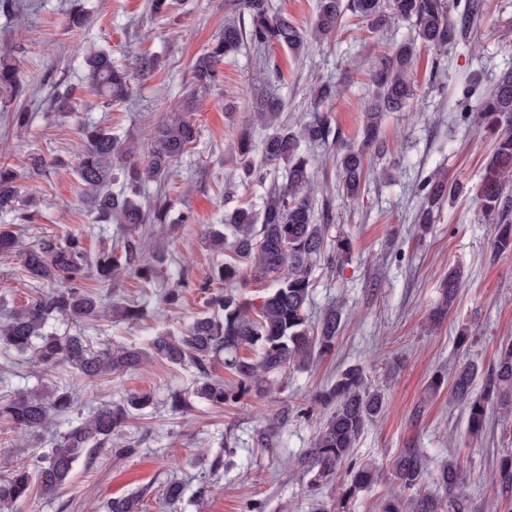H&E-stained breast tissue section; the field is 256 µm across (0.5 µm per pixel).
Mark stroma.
Segmentation results:
<instances>
[{"instance_id":"1","label":"stroma","mask_w":512,"mask_h":512,"mask_svg":"<svg viewBox=\"0 0 512 512\" xmlns=\"http://www.w3.org/2000/svg\"><path fill=\"white\" fill-rule=\"evenodd\" d=\"M152 0H82L88 19L78 33L63 25L70 0H12L0 8V46L14 50L21 86L18 94L0 95V161L19 175L21 199L30 215L18 221L0 213V225L11 227L20 242L32 244L44 235H83L90 249L120 244L118 224L100 225L79 191L74 152L79 129L95 123L136 143L146 155L153 125L188 115L199 137L175 165L171 180L148 184L142 202L166 198L172 215H188L185 224L155 225L150 251L164 252L169 279L140 287L123 273L100 288L105 301L134 295L146 302L145 320L98 321L87 334L94 344L145 346L159 331L181 334L207 306L195 290L183 293L181 304L164 303L173 278L198 282L209 277L222 257L207 242L211 230L222 228L233 209L258 202L266 183L246 182L237 175L235 142L252 119L251 88L259 63L278 64L281 78L270 88L283 101L282 118L289 124L313 114L314 84L328 83L336 94L321 109L341 132V142L358 141L371 91V61L383 45L409 35L408 24L395 22L381 31L369 29L360 17L344 11L334 32L296 54L272 44L245 45L217 66V85L192 92L190 69L195 58L224 28L225 0H178L177 10L151 11ZM103 50L115 65L133 69L138 52L157 56L152 76L133 77L125 101L102 106L84 87L83 60ZM512 68V0H488L484 17L466 50L426 51L414 70L419 99L410 108L386 113L384 138L392 152L381 161L389 181H368L360 195H346L334 163L335 144L305 145L318 186L331 213L329 248L345 251L337 266L321 260L312 274L308 312L319 317L330 306L343 311L344 325L330 355L305 370H288L267 394L245 396L221 409L193 403L183 414L167 406L171 392L191 387L196 372L155 360L142 368L89 382L66 367L44 368L35 360L14 366L0 352V396L43 383L73 384L80 393L78 412L102 402L120 403L134 393L150 394L153 408L129 419L124 439L132 454L100 449L79 461L66 485L51 498L40 495L20 503L16 512H100L104 502L141 491L146 512H314L318 504L337 502L347 486L345 471L328 483L311 486L293 459L309 448L326 417L314 409L303 415L313 393L338 371L359 367L371 384L385 389V413L362 432L356 448L360 460L381 471L406 446L422 449L432 463L455 456L466 474L464 494L474 512H507L511 504L497 499L495 478L501 459L512 455V428L492 416L481 436L467 432L468 413L448 390L429 394L438 375L450 376L465 359L494 362L500 345L512 340V253L491 248L495 226L482 214L474 197L482 167L496 141L477 113L459 111L466 86L485 90L502 70ZM70 92V112L55 111L58 93ZM27 109L31 120L17 130L14 114ZM42 157L41 172L29 171V159ZM444 168L459 192L439 212L433 230L418 238L422 180ZM464 273L461 294L444 322L430 327L428 314L439 300V283L449 268ZM37 292L14 258L0 256V317ZM470 347L457 344L460 335ZM287 412L288 424L267 447L257 438L269 418ZM59 434L48 427L40 436L12 431L0 422V474L51 448ZM224 466L212 470L216 455ZM172 481L186 493L168 504L164 487ZM208 485L197 497L195 490Z\"/></svg>"}]
</instances>
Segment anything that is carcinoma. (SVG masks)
I'll return each mask as SVG.
<instances>
[{"mask_svg":"<svg viewBox=\"0 0 512 512\" xmlns=\"http://www.w3.org/2000/svg\"><path fill=\"white\" fill-rule=\"evenodd\" d=\"M235 17L224 22L209 49L198 56L191 67V84L205 91L217 81V62L237 52L245 41L257 45L277 43L294 53L333 32L342 16V0H320L318 14L305 31L288 16L273 10L271 0H229ZM348 8L378 31L397 19L409 23L413 34L374 57L371 82L374 95L365 109V122L358 145L336 153L342 189L350 196L360 194L369 174L387 176L385 169L373 170V163L390 154L381 136L383 114L400 112L417 97L413 69L422 49L443 51L467 46L475 23L486 13V0H465L457 9L455 0H353ZM85 13L81 4L73 5L65 20L67 30L83 27ZM250 24H245V20ZM11 47L0 48V90L19 89L18 68L9 58ZM88 91L110 105L125 99L130 85L129 71L113 65L106 52L84 58ZM159 66L153 55L142 54L135 60L136 72L145 77ZM282 102L267 86L256 99L253 124L266 131L255 141L250 129L237 136V163L247 180L260 178L273 167L285 172L282 184H272L257 207H238L224 216V231H212V249L224 254L212 281L198 285L187 278L177 281L164 294V300L176 303L185 288L202 291L211 282L231 286V290L208 297L211 313L196 318L179 336L159 333L148 347L93 346L85 328L91 320L119 317L134 324L145 316V308L136 299L108 306L87 281L102 285L123 271H131L142 285H153L160 278L163 257H146L149 226L180 222L171 219L163 198L144 206L139 188L150 182L170 178L178 158L197 138V127L186 117L162 120L154 128L151 148L140 160L112 130L85 125L80 129L75 172L82 194L89 200L96 219L125 226L126 235L119 247L87 249L79 234L63 239L42 236L36 243L20 247L17 235L0 229V253L15 254L28 281L49 286L27 303L13 309L0 320V347L19 356L32 355L46 367L68 366L86 380H101L112 374L134 369L149 360L161 359L171 365L192 366L198 379L190 392L169 395L173 412L186 410L191 401L222 408L236 403L251 392L262 395L288 368L304 369L331 352L340 333L343 318L337 307L327 309L317 320L308 313L313 280L311 272L325 255L329 225L316 220L312 201V173L302 144H327L338 140L328 115L316 111L311 120L290 127L280 121ZM470 111L480 114L486 128L496 134V147L487 158L484 174L476 192L482 213L496 221L491 248L498 253L512 252V221L500 212L505 178L512 174V71L501 74L478 95ZM121 169L130 185V193L114 194L109 189L113 171ZM18 174L0 165V211H18L20 187ZM457 185L444 174L434 172L422 185V202L417 232L425 237L437 214ZM267 281L271 288L255 304L244 300L235 289L248 280ZM463 272L448 271L441 282V299L430 312L431 326H439L453 308L459 295ZM65 280L64 288L51 284ZM63 320L74 332L58 336L47 332L50 321ZM251 349L254 356L241 351ZM219 363L238 378L235 386L212 375ZM452 398L468 411L469 434L483 432L491 411L512 401V341L501 345L496 362L484 371L468 360L460 366L450 386ZM152 403L149 394L131 395L123 403H101L88 415L76 414L75 394L67 386L41 385L0 400V419L25 433L44 429L52 419L64 418L66 431L45 456L21 465L0 476V512H12L14 506L36 494L53 495L67 482L75 464L91 459L100 448L112 444L126 420ZM311 405L329 410L319 427L312 448L299 464L313 483L327 480L344 467L350 479L340 512H347V500L358 491L377 483L383 473L370 463L354 457L356 443L365 427L386 407L384 390L373 387L356 368H348L316 391ZM429 475L426 454L419 448H404L395 458L391 482L399 489L414 490L404 501L392 494L375 505V512H470L472 504L463 494V470L450 457L436 470L434 490L423 484ZM498 480L503 492L512 490V456L502 458ZM144 494L115 498L103 505L105 512H143Z\"/></svg>","mask_w":512,"mask_h":512,"instance_id":"cac0c4a2","label":"carcinoma"}]
</instances>
